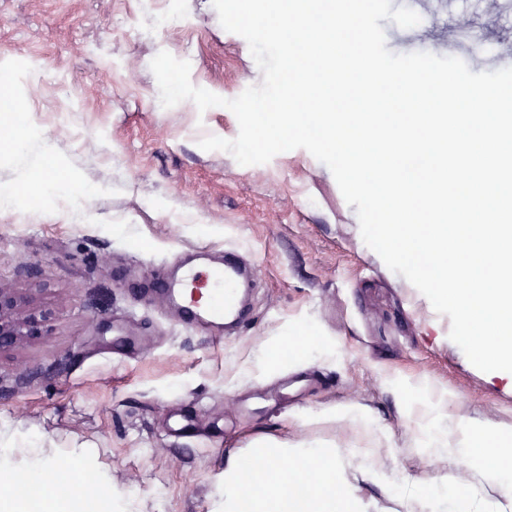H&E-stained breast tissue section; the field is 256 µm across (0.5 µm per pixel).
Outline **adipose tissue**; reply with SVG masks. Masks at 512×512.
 <instances>
[{
    "mask_svg": "<svg viewBox=\"0 0 512 512\" xmlns=\"http://www.w3.org/2000/svg\"><path fill=\"white\" fill-rule=\"evenodd\" d=\"M490 448L497 464L485 467L483 476L496 494L487 500L476 491L449 484L448 499L466 512H512V469L501 461L512 460V434L499 428L475 430L460 420L430 443L434 458H458ZM342 448H311L301 442L257 439L246 456L230 455L224 462L223 512H240L248 488L266 484L264 497L255 499L252 512H362L358 487L345 474ZM72 463L35 459L27 467L13 465L0 454V512H28L16 490L36 486L43 507H51L73 483Z\"/></svg>",
    "mask_w": 512,
    "mask_h": 512,
    "instance_id": "1",
    "label": "adipose tissue"
}]
</instances>
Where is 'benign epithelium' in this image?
<instances>
[{"instance_id":"obj_1","label":"benign epithelium","mask_w":512,"mask_h":512,"mask_svg":"<svg viewBox=\"0 0 512 512\" xmlns=\"http://www.w3.org/2000/svg\"><path fill=\"white\" fill-rule=\"evenodd\" d=\"M48 314L28 309V300L15 288L0 285V354L19 348L42 333Z\"/></svg>"}]
</instances>
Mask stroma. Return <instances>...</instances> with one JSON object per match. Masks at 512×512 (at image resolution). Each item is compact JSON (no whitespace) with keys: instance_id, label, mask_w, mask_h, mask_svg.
Returning a JSON list of instances; mask_svg holds the SVG:
<instances>
[{"instance_id":"1","label":"stroma","mask_w":512,"mask_h":512,"mask_svg":"<svg viewBox=\"0 0 512 512\" xmlns=\"http://www.w3.org/2000/svg\"><path fill=\"white\" fill-rule=\"evenodd\" d=\"M382 26L397 54L512 67V0H450L415 27ZM464 26L481 32L482 53H460ZM163 50L226 99L263 80L211 0H0V91L26 113L20 124L0 111V133L23 144L0 152V187L17 190L0 204V285L52 312L43 335L0 355V444L38 441L57 460L83 448L81 465L133 512H218L226 453L266 436L367 449L347 475L382 470L395 485L359 479L366 512H404L409 484L439 493L450 473L494 499L484 456L430 459L415 412L444 390L449 415L512 430V390L488 381L450 340L449 317L364 243L355 207L307 150L242 166L201 149L208 135L236 138L237 119L189 100L163 107L150 69ZM43 143L77 191L22 180ZM230 251L256 270L248 326L183 327L158 273L189 257L204 289ZM35 267L45 278H28ZM347 406L357 424L316 419ZM178 420L192 438L172 433Z\"/></svg>"}]
</instances>
